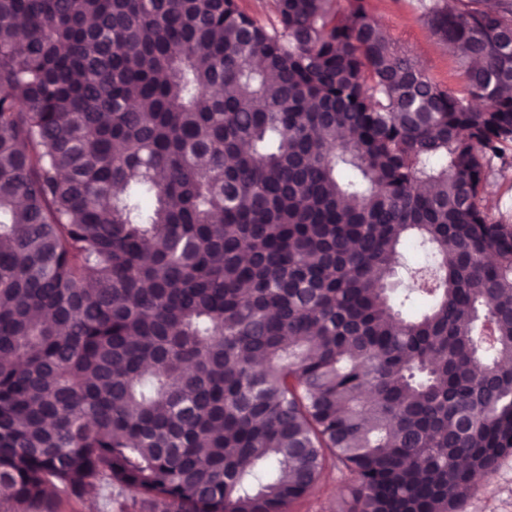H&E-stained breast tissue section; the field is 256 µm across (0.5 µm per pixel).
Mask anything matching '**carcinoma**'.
I'll return each mask as SVG.
<instances>
[{
    "mask_svg": "<svg viewBox=\"0 0 512 512\" xmlns=\"http://www.w3.org/2000/svg\"><path fill=\"white\" fill-rule=\"evenodd\" d=\"M348 2L0 0V504L286 512L332 459L456 512L512 454V4H423L454 92ZM511 161V164H510ZM512 159L501 165L500 162L494 167L487 186V191L493 198L494 207L492 214L498 216L503 213L504 215L511 216L512 220ZM403 253L404 265L398 269V274L393 279L399 283V288H411L413 279L411 274L413 271L418 270L424 261L429 262L430 258L427 253L418 247L415 242L411 239L407 240L401 247Z\"/></svg>",
    "mask_w": 512,
    "mask_h": 512,
    "instance_id": "cac0c4a2",
    "label": "carcinoma"
}]
</instances>
